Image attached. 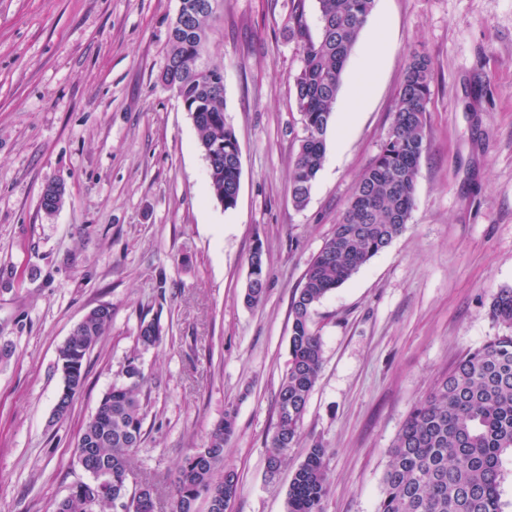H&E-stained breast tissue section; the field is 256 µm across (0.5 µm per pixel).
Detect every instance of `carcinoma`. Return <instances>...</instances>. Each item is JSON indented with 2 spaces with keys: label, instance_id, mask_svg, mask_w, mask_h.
Returning <instances> with one entry per match:
<instances>
[{
  "label": "carcinoma",
  "instance_id": "carcinoma-1",
  "mask_svg": "<svg viewBox=\"0 0 512 512\" xmlns=\"http://www.w3.org/2000/svg\"><path fill=\"white\" fill-rule=\"evenodd\" d=\"M375 0H318L320 34L310 36L301 4L293 6L290 26L300 46L302 67L295 77L296 102L305 136L290 173L296 206L306 204L325 159L346 64L360 40ZM189 30L170 23L167 56L158 80L171 85L189 107L207 162L210 190L224 209L236 207L241 158L234 131L224 124V65L209 57L217 13L223 0H179ZM431 63L423 53L406 65L393 121L379 154L361 175L331 236L310 262L292 305L287 368L276 398V423L268 442L266 469L277 473L298 442L310 395L323 365L322 339L312 313L332 290L388 247L406 228L415 202L420 159L429 139L425 115L430 104ZM268 271L261 247L249 258L244 295L249 306L267 292ZM489 315L508 332L468 353L434 390L414 406L390 448L382 476L378 512H508L505 486L512 479V287L492 296ZM112 326V307L85 314L58 349L57 366L68 374L73 393L85 384L84 361ZM158 317L143 314L138 344L160 343ZM149 404L144 376L132 359L125 383L99 401L76 442L78 463L91 480L70 487L53 512H111L118 496L128 512H155L149 482L129 490L127 480L144 439ZM236 409L229 405L177 470L172 512H196L203 499L208 512H228L239 489L237 470L224 464V445L234 434ZM330 485L327 449L310 446L288 486L285 512H321Z\"/></svg>",
  "mask_w": 512,
  "mask_h": 512
}]
</instances>
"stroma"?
<instances>
[{"instance_id": "stroma-1", "label": "stroma", "mask_w": 512, "mask_h": 512, "mask_svg": "<svg viewBox=\"0 0 512 512\" xmlns=\"http://www.w3.org/2000/svg\"><path fill=\"white\" fill-rule=\"evenodd\" d=\"M179 0H0V512H52L89 480L75 444L137 359L150 394L129 487L156 512L227 405L239 475L230 512H284L313 443L328 450L322 512H377L387 450L414 406L503 328L488 307L512 287V0H375L343 75L307 204L289 178L304 137L289 32L293 0H224L209 46L224 64V121L238 139L235 208L211 195L192 119L158 76ZM380 43L370 60L363 46ZM431 61L430 148L406 229L316 306L323 365L295 448L266 473L291 301L393 120L413 52ZM374 75L350 124L356 76ZM52 182L66 188L46 214ZM261 245L266 297L246 306ZM112 329L88 355L69 415L54 406L57 350L92 308ZM160 344L139 350L144 312Z\"/></svg>"}]
</instances>
